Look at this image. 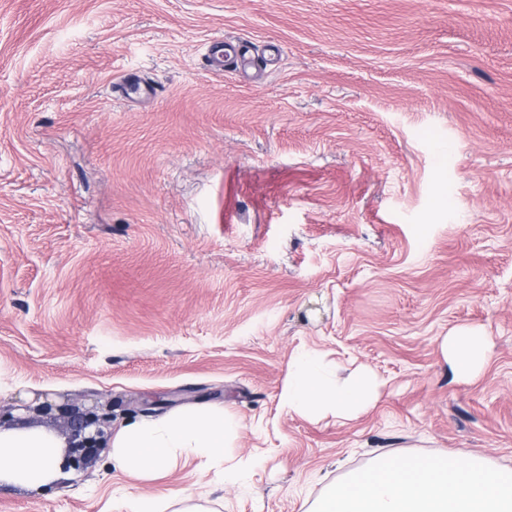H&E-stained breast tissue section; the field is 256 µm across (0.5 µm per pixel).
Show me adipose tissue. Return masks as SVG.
Instances as JSON below:
<instances>
[{
  "label": "adipose tissue",
  "mask_w": 512,
  "mask_h": 512,
  "mask_svg": "<svg viewBox=\"0 0 512 512\" xmlns=\"http://www.w3.org/2000/svg\"><path fill=\"white\" fill-rule=\"evenodd\" d=\"M441 353L453 377L468 380L483 370L489 338L472 327L444 336ZM381 382L360 365L332 376L314 350L290 361L284 406L308 419L328 415L353 420L377 401ZM232 425L221 415L186 413L145 420L121 430L112 444L119 468L150 476L181 456L222 455ZM60 442L43 432H0V482L38 487L48 482ZM306 512H512V467L482 455L381 454L327 486Z\"/></svg>",
  "instance_id": "adipose-tissue-1"
}]
</instances>
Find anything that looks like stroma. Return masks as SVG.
Listing matches in <instances>:
<instances>
[{"label": "stroma", "instance_id": "35a3bbf8", "mask_svg": "<svg viewBox=\"0 0 512 512\" xmlns=\"http://www.w3.org/2000/svg\"><path fill=\"white\" fill-rule=\"evenodd\" d=\"M224 40L281 56L218 74ZM459 326L491 342L470 381ZM303 347L375 405L288 411ZM157 397L238 422L224 456L145 480L106 450L0 512H305L340 460L512 465V0H0V404L117 431ZM440 349L454 378L473 379L487 363L489 337L479 329L460 327L443 337Z\"/></svg>", "mask_w": 512, "mask_h": 512}]
</instances>
